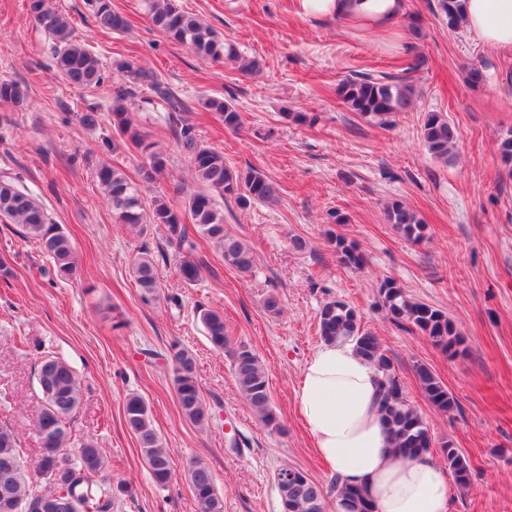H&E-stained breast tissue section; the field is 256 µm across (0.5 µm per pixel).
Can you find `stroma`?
<instances>
[{
	"label": "stroma",
	"mask_w": 512,
	"mask_h": 512,
	"mask_svg": "<svg viewBox=\"0 0 512 512\" xmlns=\"http://www.w3.org/2000/svg\"><path fill=\"white\" fill-rule=\"evenodd\" d=\"M239 52L258 60L245 74L236 63H214L167 40L148 21L145 0H112L129 21L121 33L99 31L86 0H51L71 17L78 38L104 66L125 60L155 71L186 104L199 142L223 152L227 165L254 167L277 188L272 203L240 208L223 202L224 223L250 245L256 267L243 276L205 240L194 259L203 278L185 284L182 254L164 225L133 230L115 223L97 184L107 160L138 181L144 199L162 193L179 202L197 190L188 160L156 113L131 115L166 158L156 182L140 180V152L111 150L110 87L65 84L55 73L49 42L36 30L25 0H0V78L20 82L29 105H0V175L29 190L70 234L79 256L72 279L50 274V261L16 224L0 223V423L11 427L27 455L39 446L41 395L37 365L51 354L78 372L82 406L68 427L67 452L89 438L104 450L103 477L127 481L112 512H197L185 472L192 460L214 472L224 512H281L275 475L288 466L315 482L332 480L303 427L296 390L305 363L321 346L318 311L329 300L348 302L392 358L408 400L435 441L452 443L472 461L467 487L450 486L448 512H512V167L498 145L512 131V52L485 46L466 28L449 30L437 0H408L394 34L369 35L336 18L302 15L299 0H177ZM415 93L393 126L382 128L350 112L336 86L357 72L399 73L415 56ZM480 69L479 84L468 80ZM229 100L238 130L225 129L202 103ZM98 108L94 129L77 116ZM292 112L308 122L289 120ZM447 115L461 132L449 161L431 156L421 139L427 113ZM402 201L423 220L413 243L385 217ZM344 221L332 225V214ZM335 229L355 244L364 266L340 265L326 236ZM305 250H294L293 238ZM158 266L160 286L147 297L132 267L143 256ZM397 280L410 298L452 319L463 351L448 356L419 331L392 323L378 306L382 278ZM277 311L266 307L268 298ZM223 312L234 342L250 346L268 369L280 430L267 428L245 404L227 353L208 342L195 310ZM191 349L207 405L209 429L187 421L177 406L172 345ZM428 365L458 406L443 412L423 396L413 366ZM142 396L170 449L176 478L151 480L137 442L124 424L128 395ZM248 440L232 451L231 432Z\"/></svg>",
	"instance_id": "35a3bbf8"
}]
</instances>
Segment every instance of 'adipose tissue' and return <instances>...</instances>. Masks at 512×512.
Here are the masks:
<instances>
[{
  "label": "adipose tissue",
  "instance_id": "adipose-tissue-1",
  "mask_svg": "<svg viewBox=\"0 0 512 512\" xmlns=\"http://www.w3.org/2000/svg\"><path fill=\"white\" fill-rule=\"evenodd\" d=\"M465 28L488 47L512 51V0H460ZM304 16L338 17L356 29L396 28L407 0H300ZM297 399L319 456L340 482L365 488L375 512H448L445 472L427 458L398 459L382 422L378 376L352 343L321 345L308 359Z\"/></svg>",
  "mask_w": 512,
  "mask_h": 512
}]
</instances>
